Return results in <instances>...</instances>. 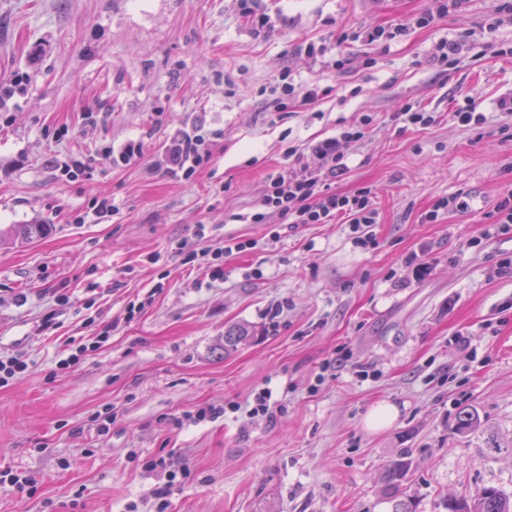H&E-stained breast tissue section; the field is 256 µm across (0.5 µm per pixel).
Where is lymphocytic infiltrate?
I'll return each mask as SVG.
<instances>
[{
    "mask_svg": "<svg viewBox=\"0 0 512 512\" xmlns=\"http://www.w3.org/2000/svg\"><path fill=\"white\" fill-rule=\"evenodd\" d=\"M461 0H433L434 7L414 21L403 20L385 30L353 32L352 40L373 43L382 38L392 39L406 33L410 26L428 27L455 10ZM512 25V0H493L487 13V22L481 33L472 32L440 39L427 57L428 64L436 69L447 70L458 65L469 53L476 37H493L500 27ZM370 118L344 127L335 136L311 144L310 162L300 164L288 177L268 175L258 210L252 214L255 224H348L357 244L370 243V228L377 221L374 192L361 187L349 192H336L332 183L349 171L345 147L349 142L364 138ZM209 132L204 124L174 129L170 134L162 157L157 164L166 174L185 180L212 162L207 148Z\"/></svg>",
    "mask_w": 512,
    "mask_h": 512,
    "instance_id": "obj_1",
    "label": "lymphocytic infiltrate"
}]
</instances>
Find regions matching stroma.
<instances>
[{"instance_id":"1","label":"stroma","mask_w":512,"mask_h":512,"mask_svg":"<svg viewBox=\"0 0 512 512\" xmlns=\"http://www.w3.org/2000/svg\"><path fill=\"white\" fill-rule=\"evenodd\" d=\"M431 0H0V231L45 224L30 244L0 241V357L28 369L0 387V512H155L144 463L176 455L189 475L166 512H392L381 474L414 460L416 512L493 485L512 494V230L489 233L512 186V137L497 133L512 93V26L479 58L439 72L434 44L480 31L486 0H463L436 24L387 42L347 43L343 72L319 50L428 12ZM270 20L258 30L254 17ZM21 83H14V76ZM320 84L269 112L282 78ZM489 119L477 135L450 114L464 98ZM439 113L400 130L394 112ZM164 124H155L157 112ZM372 123L346 151L347 192L376 190L375 242L348 225L238 222L256 212L288 147ZM204 121L211 164L191 179L157 170L169 133ZM142 157L112 166L110 146ZM83 156L68 182L50 159ZM464 212L427 223L448 195ZM118 211L79 224L95 198ZM205 225V239L195 236ZM227 236L255 241L212 279L187 252ZM422 255L423 267L405 261ZM138 304L130 312V304ZM250 339L225 350L224 334ZM109 339L59 368L69 341ZM271 414L251 413L261 389ZM382 402L396 419L372 430ZM480 420L458 430L461 407ZM118 413L107 434L93 417ZM215 407L195 424L187 416Z\"/></svg>"}]
</instances>
